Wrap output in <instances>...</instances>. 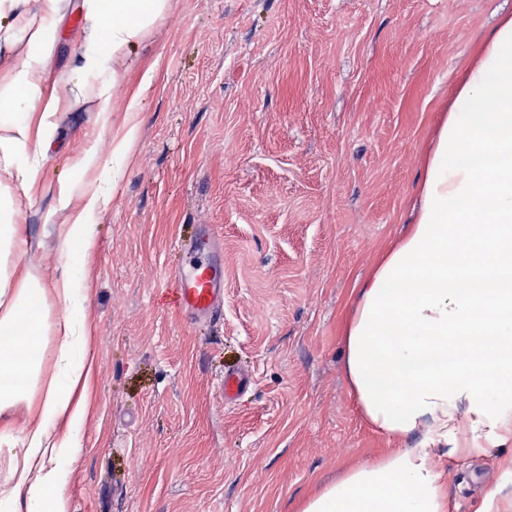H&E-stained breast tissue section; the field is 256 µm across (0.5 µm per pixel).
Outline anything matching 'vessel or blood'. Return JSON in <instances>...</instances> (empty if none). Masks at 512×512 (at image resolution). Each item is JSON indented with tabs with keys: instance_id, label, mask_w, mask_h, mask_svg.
Segmentation results:
<instances>
[{
	"instance_id": "obj_1",
	"label": "vessel or blood",
	"mask_w": 512,
	"mask_h": 512,
	"mask_svg": "<svg viewBox=\"0 0 512 512\" xmlns=\"http://www.w3.org/2000/svg\"><path fill=\"white\" fill-rule=\"evenodd\" d=\"M184 250L192 254L188 266L173 268V288L169 295L175 310L191 320L211 318L224 308L223 243L215 234L184 242ZM251 385L250 373L237 366L224 369V399L231 402L243 395Z\"/></svg>"
}]
</instances>
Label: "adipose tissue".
Listing matches in <instances>:
<instances>
[{
  "instance_id": "obj_1",
  "label": "adipose tissue",
  "mask_w": 512,
  "mask_h": 512,
  "mask_svg": "<svg viewBox=\"0 0 512 512\" xmlns=\"http://www.w3.org/2000/svg\"><path fill=\"white\" fill-rule=\"evenodd\" d=\"M62 0H0V185L36 182L58 132L57 115L93 96L102 121L125 96L123 133L109 152L81 149L73 169L92 173L80 198L59 184L70 211L55 292L65 316L48 325L42 289L15 287L0 270V451L16 463L0 512H70L60 459L81 446L93 361L81 276L96 250L90 215L103 211L137 140L143 95L125 94L134 50L173 0H82L85 34L67 66L74 98L46 90L54 76ZM421 206L406 236L357 290L345 326V372L374 431L401 440L341 473L299 512H447L435 458L499 450L512 470V16L483 39L460 77L428 156ZM53 361L61 383L40 401L39 421H17L35 360Z\"/></svg>"
}]
</instances>
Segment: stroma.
<instances>
[{"mask_svg":"<svg viewBox=\"0 0 512 512\" xmlns=\"http://www.w3.org/2000/svg\"><path fill=\"white\" fill-rule=\"evenodd\" d=\"M128 62L151 89L126 173L91 219L85 285L94 361L68 472L71 512H296L345 470L390 448L360 417L342 334L356 290L406 231L423 162L457 74L512 0H173ZM63 0L55 80L84 27ZM30 191L9 189L20 237L8 258L45 288L66 243L47 222L69 159L97 139L94 100L58 115ZM224 242V315L190 323L163 304L182 238ZM252 382L224 401V367ZM448 512H512L497 452L444 457ZM500 495L486 503L490 487Z\"/></svg>","mask_w":512,"mask_h":512,"instance_id":"stroma-1","label":"stroma"}]
</instances>
